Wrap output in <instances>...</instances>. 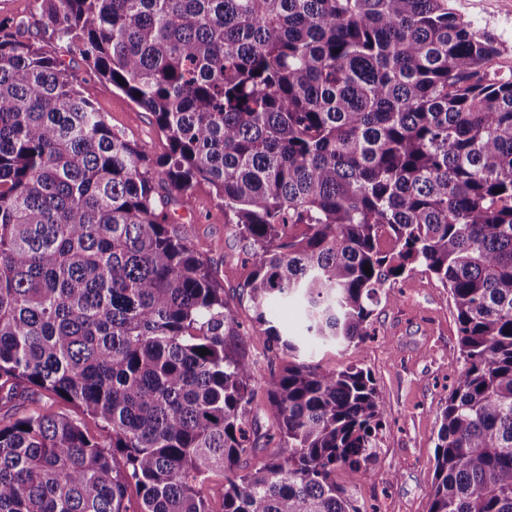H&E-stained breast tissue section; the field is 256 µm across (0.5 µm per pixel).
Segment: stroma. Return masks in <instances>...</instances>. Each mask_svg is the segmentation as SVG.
Segmentation results:
<instances>
[{
    "mask_svg": "<svg viewBox=\"0 0 512 512\" xmlns=\"http://www.w3.org/2000/svg\"><path fill=\"white\" fill-rule=\"evenodd\" d=\"M450 5L509 47L499 65L503 73L512 72V0H451ZM0 19L16 22V33L22 38L54 46L44 32L36 0H0ZM58 55L114 130L136 140L152 156L166 152L167 143L148 113L137 111L125 95L97 78L78 51L62 48ZM169 211L172 224L210 260L238 321L248 327L245 353L270 360L272 369H281L289 357L270 353L243 293L253 270L249 242L227 222L208 187L197 191L192 210L171 203ZM373 327L374 336L359 346L328 344L303 354L308 362L330 369L356 364L370 370L388 408L370 471H341L337 480L354 490L363 512H428L437 411L463 371L454 308L445 288L416 271L394 288L392 297L376 306Z\"/></svg>",
    "mask_w": 512,
    "mask_h": 512,
    "instance_id": "35a3bbf8",
    "label": "stroma"
}]
</instances>
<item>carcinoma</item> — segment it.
Segmentation results:
<instances>
[{
  "label": "carcinoma",
  "mask_w": 512,
  "mask_h": 512,
  "mask_svg": "<svg viewBox=\"0 0 512 512\" xmlns=\"http://www.w3.org/2000/svg\"><path fill=\"white\" fill-rule=\"evenodd\" d=\"M36 2L168 151L114 131L56 53L0 21V407L46 391L108 433L15 413L0 424V512H130L132 485L136 512H210L214 471L224 512H362L336 472L373 464L386 406L368 370L300 348L365 342L384 285L415 271L448 290L464 361L428 512H512L504 45L450 0ZM162 182L187 209L208 185L252 244L253 321L292 357L261 383ZM289 298L299 334L269 316ZM260 446L265 464L240 469ZM205 492L212 512L224 510V473L214 472L205 482Z\"/></svg>",
  "instance_id": "carcinoma-1"
}]
</instances>
